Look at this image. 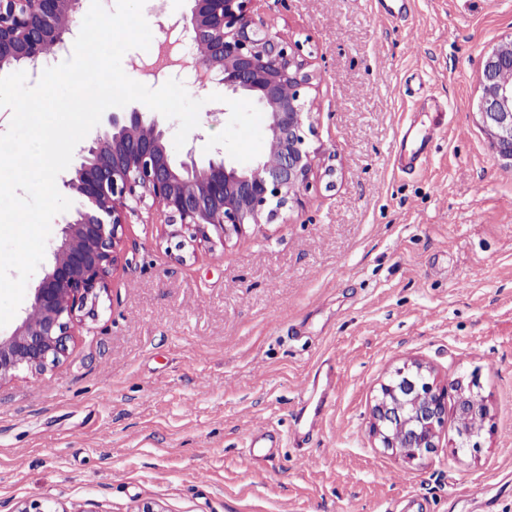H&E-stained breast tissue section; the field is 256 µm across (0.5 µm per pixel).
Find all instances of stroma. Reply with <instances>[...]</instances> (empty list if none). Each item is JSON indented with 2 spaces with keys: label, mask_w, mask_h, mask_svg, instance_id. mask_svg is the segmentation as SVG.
<instances>
[{
  "label": "stroma",
  "mask_w": 512,
  "mask_h": 512,
  "mask_svg": "<svg viewBox=\"0 0 512 512\" xmlns=\"http://www.w3.org/2000/svg\"><path fill=\"white\" fill-rule=\"evenodd\" d=\"M372 0H276L262 17L314 74L317 148L300 203L226 243L147 221L117 260L68 355L0 385V512H512V161L476 114L481 62L512 35V0H414L407 26ZM202 101L195 143L222 131ZM432 132L397 169L399 131ZM336 360L333 400L316 411ZM419 360L476 377L479 447L406 466L369 433L383 382ZM271 456L250 461L258 424ZM488 491L469 501L459 487Z\"/></svg>",
  "instance_id": "35a3bbf8"
}]
</instances>
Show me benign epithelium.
<instances>
[{"mask_svg":"<svg viewBox=\"0 0 512 512\" xmlns=\"http://www.w3.org/2000/svg\"><path fill=\"white\" fill-rule=\"evenodd\" d=\"M262 0H190L189 12L173 27L203 53V85L222 84L228 95H244L267 114L268 148L246 169L226 160L217 148L204 163L195 146L173 160L169 129L156 115L132 108L111 112L62 179L79 207L52 247L53 259L33 289L14 332L0 336V383L26 369L43 372L68 354L76 311L97 302L107 289L115 261L118 228L145 198L168 223L193 230V239L220 242L247 226L271 221L299 201L310 186L316 151L305 131L313 73L299 46L267 27L258 13ZM83 0H0V69L28 67L74 43ZM512 65V36L482 62L478 116L498 154L512 161V87L496 74ZM474 381L459 377L441 386L431 367L414 361L381 384L369 430L381 447L407 464L422 461L441 444L448 396L455 415L486 421L490 408L473 392ZM481 431L457 432L456 449L477 446Z\"/></svg>","mask_w":512,"mask_h":512,"instance_id":"obj_1","label":"benign epithelium"}]
</instances>
